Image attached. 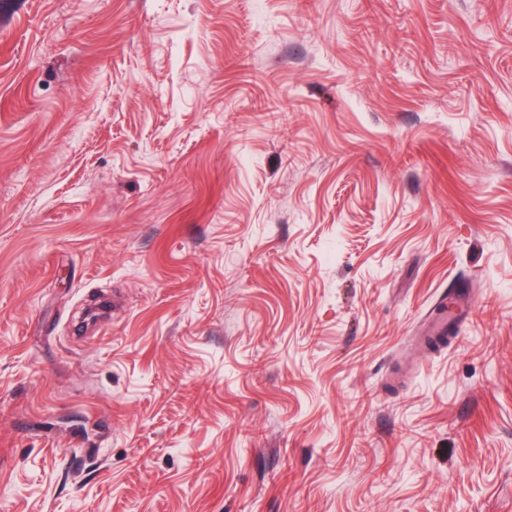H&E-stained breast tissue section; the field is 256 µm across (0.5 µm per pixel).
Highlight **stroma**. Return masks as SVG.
<instances>
[{
  "label": "stroma",
  "instance_id": "stroma-1",
  "mask_svg": "<svg viewBox=\"0 0 512 512\" xmlns=\"http://www.w3.org/2000/svg\"><path fill=\"white\" fill-rule=\"evenodd\" d=\"M0 512H512V0H0Z\"/></svg>",
  "mask_w": 512,
  "mask_h": 512
}]
</instances>
